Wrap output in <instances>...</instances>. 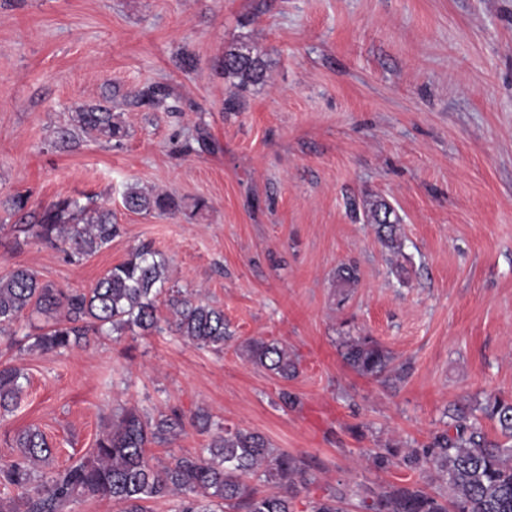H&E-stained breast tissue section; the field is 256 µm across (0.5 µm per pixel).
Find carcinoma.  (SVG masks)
<instances>
[{"label":"carcinoma","mask_w":512,"mask_h":512,"mask_svg":"<svg viewBox=\"0 0 512 512\" xmlns=\"http://www.w3.org/2000/svg\"><path fill=\"white\" fill-rule=\"evenodd\" d=\"M218 68L241 90L267 78L264 60L246 45L224 50ZM170 97L167 85L152 83L130 91L126 101L131 107L155 111L168 108ZM81 135L119 142L127 129L108 103L82 104L73 110L70 126L53 132L52 145L71 148ZM122 203L127 210L146 215H172L180 208L171 194L137 185L127 186ZM3 206L20 216L40 241L66 246L72 259L94 255L121 233L112 210L91 198L83 205L61 198L37 211L30 209L29 195L18 193ZM391 214L390 206L381 202L374 205L370 218L381 242L395 250L402 242ZM167 283V261L149 243L135 248L86 292L65 293L41 282L35 271L17 267L0 277V334L16 335L13 326L30 310L47 318L40 333L26 335L32 339L29 349L44 353L86 346L92 335L136 328L144 335L168 329L199 348L223 350L228 336L224 310L168 288ZM163 294L172 315L165 321L157 315ZM245 354L250 363L282 380L296 375V362L275 343L252 339ZM341 355L358 373L374 378L393 361L391 353L369 337L343 341ZM21 378L19 368L0 367L1 410L17 405L23 393ZM481 411L496 421L503 441L488 440L478 419L460 408L452 416L454 431L435 435L424 448L369 453L368 460L378 470L397 457L410 468L431 464L448 488L443 496L423 488L367 487L364 492L373 497V512H512V398L495 395ZM180 427L178 417L152 422L138 408L122 407L112 428L99 435L87 456L46 477L35 476L31 464L48 461L52 446L40 431L26 430L14 439L22 457L0 459V483L14 491L0 497V512H63L73 502L99 498L111 500L118 512H152L148 502L173 495L181 496L174 512H294L288 492L305 481L302 460L272 448L257 432L218 426L198 453L176 456L162 467L152 464L145 453L148 444L174 436ZM252 476L277 492L259 493L249 483ZM310 512H346V497L332 492L314 502Z\"/></svg>","instance_id":"cac0c4a2"}]
</instances>
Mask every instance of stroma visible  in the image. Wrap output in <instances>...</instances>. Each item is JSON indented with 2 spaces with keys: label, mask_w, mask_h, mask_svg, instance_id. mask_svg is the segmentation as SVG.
Instances as JSON below:
<instances>
[{
  "label": "stroma",
  "mask_w": 512,
  "mask_h": 512,
  "mask_svg": "<svg viewBox=\"0 0 512 512\" xmlns=\"http://www.w3.org/2000/svg\"><path fill=\"white\" fill-rule=\"evenodd\" d=\"M241 41L267 80L239 92L216 61ZM183 49L194 70L177 65ZM155 82L171 88L169 110L121 107V144L52 146L75 106ZM233 94L240 111H223ZM131 184L180 210L127 211ZM18 192L35 208L93 198L122 233L72 261L18 243L0 208V276L26 266L85 291L149 242L170 285L223 309L231 337L220 352L165 331L44 353L26 340L44 319L24 313L0 338V363L27 377L0 418V458L39 430L48 475L93 448L121 406L153 418L202 408L304 461L294 512L335 489L348 512H370L357 484L442 491L431 465L377 470L371 450L424 448L454 406L512 395V0H0V200ZM381 201L400 253L367 221ZM344 264L354 287L336 282ZM348 336L389 350L396 376L347 366ZM252 338L286 347L297 376L247 362ZM208 441L188 425L146 453L165 464Z\"/></svg>",
  "instance_id": "1"
}]
</instances>
